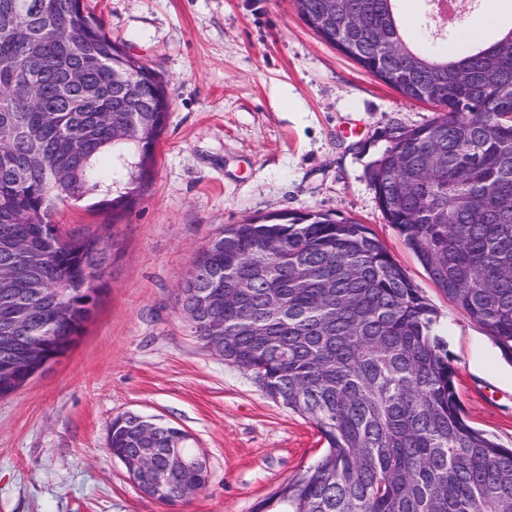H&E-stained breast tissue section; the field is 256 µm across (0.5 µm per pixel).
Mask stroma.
<instances>
[{
    "instance_id": "1",
    "label": "stroma",
    "mask_w": 512,
    "mask_h": 512,
    "mask_svg": "<svg viewBox=\"0 0 512 512\" xmlns=\"http://www.w3.org/2000/svg\"><path fill=\"white\" fill-rule=\"evenodd\" d=\"M161 74L170 111L153 184L120 218L81 202L58 223L114 239L105 291L68 353L0 397V512H253L324 450L314 425L194 336L178 289L225 226L276 210L367 225L427 299L468 420L512 448V362L387 224L355 142L432 121L320 40L292 0H88ZM187 431L206 485L161 502L106 450L112 418Z\"/></svg>"
}]
</instances>
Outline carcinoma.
Here are the masks:
<instances>
[{
  "mask_svg": "<svg viewBox=\"0 0 512 512\" xmlns=\"http://www.w3.org/2000/svg\"><path fill=\"white\" fill-rule=\"evenodd\" d=\"M0 0V397L90 319L108 241L62 229L58 209L87 197L118 215L153 181L169 99L163 77L104 31L84 0ZM399 0H303L322 41L402 96L442 114L385 143L366 177L379 208L430 280L512 360V57L494 42L430 53L398 21ZM367 24L355 31L345 15ZM84 83L69 87V72ZM136 76L134 95L113 75ZM38 79L39 99L29 96ZM82 112L66 108L86 88ZM182 288L223 292L192 318L207 344L224 322V362L309 419L327 448L254 512H512V448L469 424L425 297L370 229L318 211L281 210L223 230ZM178 426L114 417L113 458L162 469L193 453Z\"/></svg>",
  "mask_w": 512,
  "mask_h": 512,
  "instance_id": "1",
  "label": "carcinoma"
}]
</instances>
